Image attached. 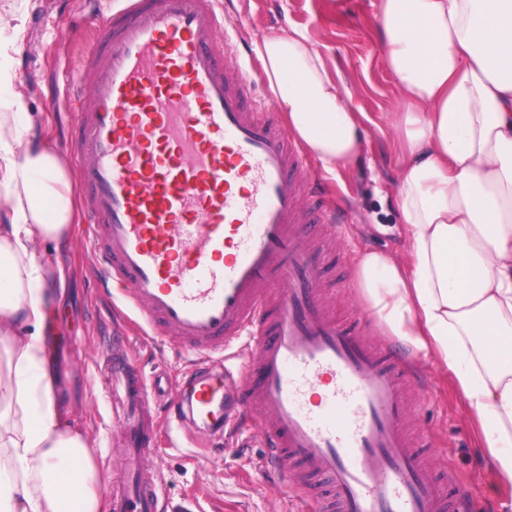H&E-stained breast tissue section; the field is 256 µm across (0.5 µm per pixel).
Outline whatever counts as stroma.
Returning a JSON list of instances; mask_svg holds the SVG:
<instances>
[{"instance_id":"35a3bbf8","label":"stroma","mask_w":512,"mask_h":512,"mask_svg":"<svg viewBox=\"0 0 512 512\" xmlns=\"http://www.w3.org/2000/svg\"><path fill=\"white\" fill-rule=\"evenodd\" d=\"M108 0H0V56L7 58L14 81L4 99L5 111L27 113L39 138L66 155L80 105L69 82L92 47L91 24ZM229 21L239 28L236 49L254 81L253 97L271 107L254 43L262 35L291 26L306 28L323 53L332 78L353 94L369 122L364 162L344 181L325 176L322 186L334 194L345 224L339 236H327L331 262L325 278L333 307L343 322H362L371 340L408 359L415 384L412 425L429 441L431 462L453 470L474 491L478 512H499L498 501L512 503V488L499 499L488 495L492 474L478 461V442L465 400L447 373L404 345L368 307L356 286L360 251L402 252L403 232L392 189L398 179L400 145L386 125L398 92L382 64V46L372 0H220ZM48 264L61 269L64 289L49 320L54 341L53 370L61 380V397L72 425L94 444L93 466L104 497L124 473L125 433L115 409L104 398V341L108 333H128L127 351L146 373H165L174 389H185L202 362L180 352L168 339L151 335L134 311H123L121 290L92 272L93 258L72 218L66 246L44 245ZM194 426L161 428L144 467L159 489L158 512H294L277 479L264 465V438L250 429L236 446L217 444L198 450Z\"/></svg>"}]
</instances>
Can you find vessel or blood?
Segmentation results:
<instances>
[{
	"mask_svg": "<svg viewBox=\"0 0 512 512\" xmlns=\"http://www.w3.org/2000/svg\"><path fill=\"white\" fill-rule=\"evenodd\" d=\"M216 0H122L94 21L97 45L73 79L67 150L84 234L106 278L155 335L210 360L245 341L241 370L198 371L190 415L220 430L259 412L268 465L303 512H468L465 485L429 464L410 428L404 360L336 319L312 223L332 225L316 178L274 114L247 103ZM116 334L108 394L128 455L142 462L154 422L145 378ZM151 482L112 492V512H154Z\"/></svg>",
	"mask_w": 512,
	"mask_h": 512,
	"instance_id": "1",
	"label": "vessel or blood"
}]
</instances>
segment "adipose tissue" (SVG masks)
<instances>
[{"label": "adipose tissue", "instance_id": "obj_1", "mask_svg": "<svg viewBox=\"0 0 512 512\" xmlns=\"http://www.w3.org/2000/svg\"><path fill=\"white\" fill-rule=\"evenodd\" d=\"M402 104L396 202L405 255L363 252L370 309L467 401L485 461L512 486V0H373ZM295 135L334 178L360 162L364 113L306 29L255 44ZM72 186L30 119L0 113V512H100L90 439L57 394L54 299L40 246H64Z\"/></svg>", "mask_w": 512, "mask_h": 512}]
</instances>
